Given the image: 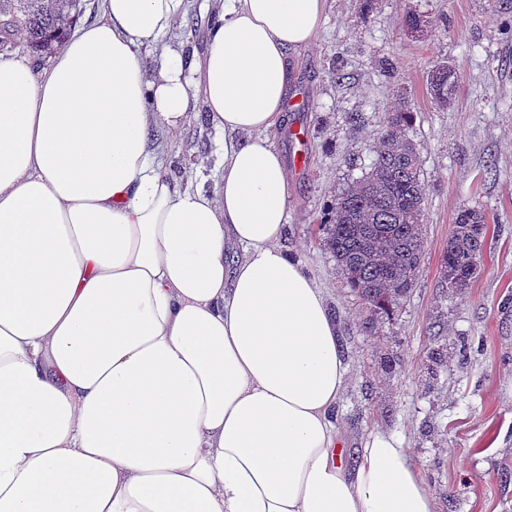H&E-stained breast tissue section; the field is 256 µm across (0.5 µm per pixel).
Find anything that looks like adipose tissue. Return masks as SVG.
Listing matches in <instances>:
<instances>
[{"mask_svg":"<svg viewBox=\"0 0 512 512\" xmlns=\"http://www.w3.org/2000/svg\"><path fill=\"white\" fill-rule=\"evenodd\" d=\"M326 0H103L51 62L0 57V512H433L403 441L354 463L323 289L282 245L288 54ZM213 187L152 148L197 106ZM189 8L187 24L167 36L164 42L177 50L182 46L188 52L195 49L199 55H202L205 50L206 35L211 26L209 18L213 15L212 1L191 0L188 3V10Z\"/></svg>","mask_w":512,"mask_h":512,"instance_id":"1","label":"adipose tissue"}]
</instances>
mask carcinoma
I'll return each mask as SVG.
<instances>
[{
    "label": "carcinoma",
    "mask_w": 512,
    "mask_h": 512,
    "mask_svg": "<svg viewBox=\"0 0 512 512\" xmlns=\"http://www.w3.org/2000/svg\"><path fill=\"white\" fill-rule=\"evenodd\" d=\"M82 0H0V51L55 49L71 34ZM458 68L433 67L430 93L442 107L458 89ZM412 112L388 113L377 158L364 178L328 205L326 245L351 290L377 314H391L407 298L424 248L426 187L421 159L404 134ZM487 216L475 207L459 211L442 256V280L451 291L466 288L483 254Z\"/></svg>",
    "instance_id": "cac0c4a2"
}]
</instances>
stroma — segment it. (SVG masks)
Instances as JSON below:
<instances>
[{"label": "stroma", "mask_w": 512, "mask_h": 512, "mask_svg": "<svg viewBox=\"0 0 512 512\" xmlns=\"http://www.w3.org/2000/svg\"><path fill=\"white\" fill-rule=\"evenodd\" d=\"M186 25L166 38L204 52L211 0H189ZM419 17L413 31L406 14ZM456 63L446 107L428 76ZM290 90L302 121L303 174H290L283 245L326 288L348 383L337 407L346 457L374 429L400 435L434 512H512V0H328L315 41L292 50ZM409 103L406 129L427 190L424 249L411 294L378 315L350 292L325 246V213L368 173L387 112ZM163 169L213 185L224 136L198 117L172 134ZM207 157L197 171L198 157ZM488 216L468 288L442 286L441 260L461 207Z\"/></svg>", "instance_id": "35a3bbf8"}]
</instances>
